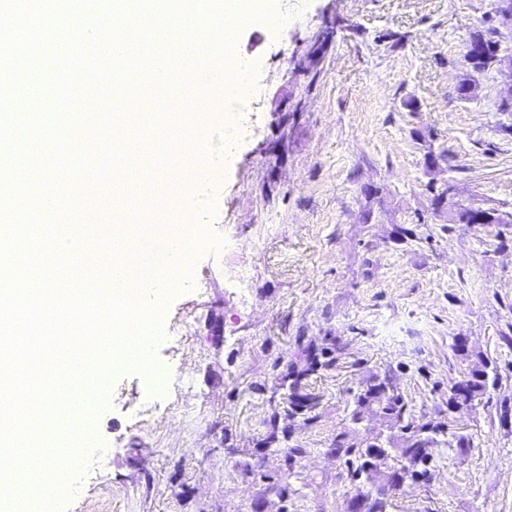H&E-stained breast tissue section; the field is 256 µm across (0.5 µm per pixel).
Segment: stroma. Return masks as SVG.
Wrapping results in <instances>:
<instances>
[{
	"label": "stroma",
	"mask_w": 512,
	"mask_h": 512,
	"mask_svg": "<svg viewBox=\"0 0 512 512\" xmlns=\"http://www.w3.org/2000/svg\"><path fill=\"white\" fill-rule=\"evenodd\" d=\"M267 3L287 26L237 32L252 100L223 104L215 74L192 127L205 179L186 189L192 269L154 347L167 381L111 367L62 512H348L330 448L390 435L382 415L350 416L384 374L420 422L470 440L435 449L432 482L391 488L387 512H512V223L452 225L432 205L447 189L512 215V72L465 59L498 25L494 0ZM469 76L477 96L458 98ZM335 346L305 382L312 422L288 469L268 421L288 426L304 352ZM483 361L498 387L449 416V386Z\"/></svg>",
	"instance_id": "stroma-1"
}]
</instances>
